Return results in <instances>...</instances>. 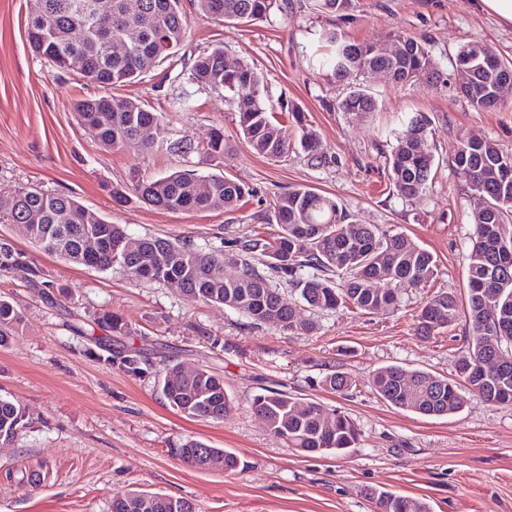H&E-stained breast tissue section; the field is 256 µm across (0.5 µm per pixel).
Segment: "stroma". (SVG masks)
Returning <instances> with one entry per match:
<instances>
[{
    "instance_id": "stroma-1",
    "label": "stroma",
    "mask_w": 512,
    "mask_h": 512,
    "mask_svg": "<svg viewBox=\"0 0 512 512\" xmlns=\"http://www.w3.org/2000/svg\"><path fill=\"white\" fill-rule=\"evenodd\" d=\"M182 3L192 24L176 55L111 92L162 113L167 139L194 143L186 156L136 140L102 148L74 110L101 88L32 52L27 19L35 0H0V190L36 184L74 196L132 236L221 250L231 238L276 232V195L309 187L335 197L360 223L394 230L432 252L438 273L424 286L401 284L398 307L378 314L314 311L280 284L299 321L317 324L313 334H297L132 279L116 266L102 271L65 261L19 226L0 224V243L18 258L0 270V295L22 314L0 347V396L30 417L12 444L0 448V512H111L113 497L128 489L183 497L197 512H373L370 489L423 500L430 512H512V405L471 397L459 413L428 417L391 406L368 384L374 370L391 364L454 377L468 349L465 320L425 339L415 332V317L441 293L467 299L472 203L455 172V146L482 135L512 153V99L484 111L458 96L455 53L477 40L512 60V26L479 10L476 0H351L341 17L319 0H280L281 11L254 24L203 20L193 0ZM330 29L360 43L397 32L425 39L439 70L437 86H394L365 73L359 82L375 96L377 111H339L348 89L316 54ZM216 46L228 63L253 64L271 99L287 101L273 116L289 132L297 130L293 109L301 110L322 141L319 156L296 146L274 162L243 142L227 93L189 80L194 59ZM421 114L431 121L435 166L425 192L407 201L396 195L384 162L397 133ZM215 128L227 144L225 175L250 189L237 210L169 212L133 195L113 198L114 186L138 177L212 172L203 146ZM105 311L130 330L115 337L112 350L141 349L150 370L134 376L108 362L94 342L102 334L95 319ZM171 360L219 374L233 401L229 413L200 419L170 407L159 381ZM332 372L352 380L347 394L324 387ZM266 389L343 411L358 429L356 447L337 457L289 448L252 408ZM190 440L235 453L239 469L224 473L184 462L174 450ZM41 464L51 470L47 481L18 484L19 469Z\"/></svg>"
}]
</instances>
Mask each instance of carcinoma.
I'll return each mask as SVG.
<instances>
[{"label": "carcinoma", "instance_id": "cac0c4a2", "mask_svg": "<svg viewBox=\"0 0 512 512\" xmlns=\"http://www.w3.org/2000/svg\"><path fill=\"white\" fill-rule=\"evenodd\" d=\"M124 0H38L28 17V40L32 50L54 68L71 70L89 83L122 86L133 83L177 52L186 37L189 21L182 0H140L134 16L123 12ZM197 14L216 21L253 22L270 17L280 8L277 0H195ZM139 30L137 44L122 54L112 52V43L126 29ZM407 51L392 55L386 43H352L336 31L323 35L324 48L336 81L349 86L339 103L343 112L371 113L377 101L357 83L367 70L385 69L395 85L435 86L439 73L423 39L394 34ZM481 45L472 40L455 57V90L473 106L495 110L500 101L490 96L488 72L475 68L468 54ZM197 85L222 89L238 114L247 145L275 160L291 145L288 131L272 120L273 104L266 95L256 68L241 62L224 69V49L217 47L197 57L190 72ZM78 119L105 149L121 147L137 138L139 130L152 124L163 131L160 113L129 98L104 95L85 99L75 106ZM429 119H412L396 136L385 169L397 196L418 197L427 187L434 155L428 146ZM300 145L313 155L321 150L317 134L301 128ZM223 131L210 133L205 151L217 163L224 162ZM457 174L472 191V246L468 267L467 353L456 363V377L448 378L421 370L389 365L377 369L370 387L393 406L425 416L456 413L467 396L492 404H512V366L489 363L496 352L512 351V154L481 136H473L454 148ZM138 199L166 211H205L237 208L249 194L242 183L222 172L202 175L194 170L176 171L152 180L133 181ZM278 227L268 238H234V249L204 252L187 242L174 243L161 237L136 238L119 224H111L88 211L76 199L49 193L35 186H20L0 193V224H25L30 240L59 258L99 270L118 266L137 280L154 281L177 288L205 303L239 311L253 322H265L276 313L284 330L311 334L316 323L297 321V309L284 301L272 282L291 285L310 308L336 310L348 304L376 314L399 304L395 285L429 283L437 260L425 248L408 242L375 224H361L333 197L306 188L290 189L274 202ZM95 239L98 247L89 253L85 243ZM233 264V278L216 274ZM456 297L448 292L426 303L416 316V333L429 338L459 319ZM21 316L8 300L0 298V346ZM97 324L113 333L128 335L122 319L106 312ZM145 356L130 349L120 359L121 368L133 375L143 373ZM326 387L344 393L352 381L341 373L324 378ZM162 391L169 405L198 418L221 419L232 407L224 380L205 368L184 371L182 363L166 365ZM252 406L265 418L270 432L288 447L302 453L340 455L353 447L359 433L343 412L317 402H305L279 391L254 397ZM29 424L26 411L0 398V446L11 444ZM189 451L178 449L186 462L203 468L236 471L238 457L223 448L190 443ZM120 496L124 512H195L183 499L160 493L129 489ZM376 512H430L427 503L387 491L371 492Z\"/></svg>", "mask_w": 512, "mask_h": 512}]
</instances>
